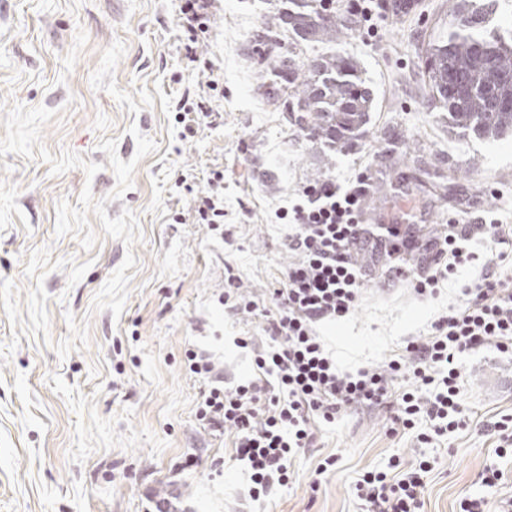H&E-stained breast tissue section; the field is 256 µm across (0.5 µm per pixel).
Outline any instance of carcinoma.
<instances>
[{
  "label": "carcinoma",
  "mask_w": 512,
  "mask_h": 512,
  "mask_svg": "<svg viewBox=\"0 0 512 512\" xmlns=\"http://www.w3.org/2000/svg\"><path fill=\"white\" fill-rule=\"evenodd\" d=\"M324 0H282L261 18L256 42L266 55L264 85L275 108L291 114L310 139L336 149L358 140L373 97L357 61L334 51L307 63L297 57L313 43L333 44L342 35ZM497 0H450L448 31L426 51L423 75L432 103L448 112V127L465 136L500 138L512 134V31L493 24Z\"/></svg>",
  "instance_id": "cac0c4a2"
}]
</instances>
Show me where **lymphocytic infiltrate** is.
<instances>
[{
  "instance_id": "f902f5d3",
  "label": "lymphocytic infiltrate",
  "mask_w": 512,
  "mask_h": 512,
  "mask_svg": "<svg viewBox=\"0 0 512 512\" xmlns=\"http://www.w3.org/2000/svg\"><path fill=\"white\" fill-rule=\"evenodd\" d=\"M219 4L179 0L185 57L203 73L212 63L198 51L200 36L210 29ZM364 194V177L344 185L328 179L305 186L302 202L281 210L280 219L289 224L285 246L295 260L270 295L275 311L264 327L269 341L254 350L259 378L234 384L209 355L187 354L190 372L208 382L197 417L213 431L233 432L234 456L249 472L252 501L287 486L298 452L313 445L315 426L335 422L351 407L386 410L393 424L417 430L422 443L440 440L462 423L464 356L488 346L512 354V287L503 280L504 266L512 263V226L496 219L452 220L436 225L427 240L408 224L374 230L363 222ZM195 203L198 221L223 233V171L211 172ZM477 236L489 244V253L469 249ZM366 241L381 250L386 276L408 282L417 296L438 298L451 283L461 299L383 364L343 373L317 327L355 310L368 273L353 250ZM475 263L479 274L462 277ZM486 429L497 437L498 460L480 478L501 494L493 504L482 496L464 497L458 512H512V491H504L505 473L498 465L512 457V416L501 415ZM432 469L427 459L405 464L392 457L385 469L364 471L354 484L362 512H421Z\"/></svg>"
}]
</instances>
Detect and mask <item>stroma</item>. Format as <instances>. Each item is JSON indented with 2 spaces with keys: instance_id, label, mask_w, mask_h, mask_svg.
Segmentation results:
<instances>
[{
  "instance_id": "35a3bbf8",
  "label": "stroma",
  "mask_w": 512,
  "mask_h": 512,
  "mask_svg": "<svg viewBox=\"0 0 512 512\" xmlns=\"http://www.w3.org/2000/svg\"><path fill=\"white\" fill-rule=\"evenodd\" d=\"M372 20L336 0L374 107L348 148L308 139L266 94L252 35L277 0H222L200 52L221 84L183 60L175 0H0V512H236L249 481L231 433L196 417L204 388L185 367L207 352L228 379L254 374L243 336L263 319L218 302L228 276L268 298L293 256L281 207L302 188L366 174L364 221L420 234L456 218L512 225V136L455 135L421 69L448 28V0H385ZM219 105L218 127L179 136L182 107ZM224 172V234L195 218L210 170ZM454 291L416 299L365 281L358 309L319 332L340 371L394 354ZM464 427L437 447L390 434L385 415L320 426L287 487L260 512H360L353 488L390 457L426 456L424 512L496 498L478 474L499 461L484 420L512 413V357L464 360ZM335 470L316 477L324 457Z\"/></svg>"
}]
</instances>
